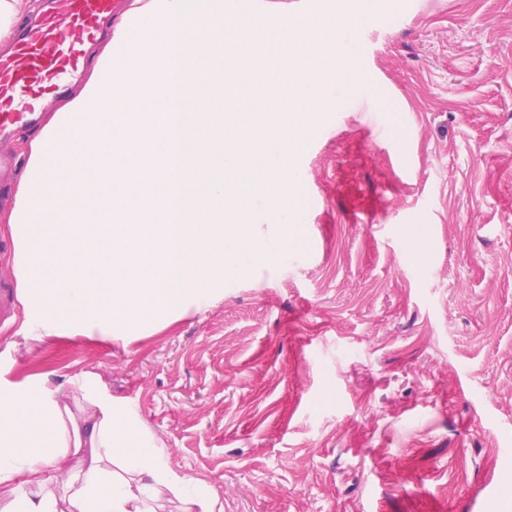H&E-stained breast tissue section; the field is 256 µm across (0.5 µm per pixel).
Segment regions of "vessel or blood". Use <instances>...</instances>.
Masks as SVG:
<instances>
[{"instance_id":"1","label":"vessel or blood","mask_w":512,"mask_h":512,"mask_svg":"<svg viewBox=\"0 0 512 512\" xmlns=\"http://www.w3.org/2000/svg\"><path fill=\"white\" fill-rule=\"evenodd\" d=\"M116 0H45L40 15L22 28L10 57L0 58V135L19 123L33 124L44 101L77 78L88 45L105 33ZM198 111L220 97L215 84L185 88Z\"/></svg>"}]
</instances>
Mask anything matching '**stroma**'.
Instances as JSON below:
<instances>
[{
	"mask_svg": "<svg viewBox=\"0 0 512 512\" xmlns=\"http://www.w3.org/2000/svg\"><path fill=\"white\" fill-rule=\"evenodd\" d=\"M294 158L299 241L128 335L0 323V379L133 406L223 512H512V0L368 26Z\"/></svg>",
	"mask_w": 512,
	"mask_h": 512,
	"instance_id": "1",
	"label": "stroma"
}]
</instances>
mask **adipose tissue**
I'll use <instances>...</instances> for the list:
<instances>
[{"mask_svg":"<svg viewBox=\"0 0 512 512\" xmlns=\"http://www.w3.org/2000/svg\"><path fill=\"white\" fill-rule=\"evenodd\" d=\"M216 512L209 487L178 474L135 413L86 374L68 393L0 386V512Z\"/></svg>","mask_w":512,"mask_h":512,"instance_id":"adipose-tissue-1","label":"adipose tissue"}]
</instances>
